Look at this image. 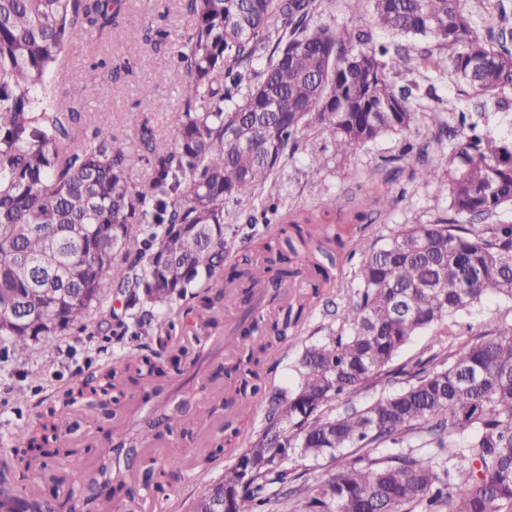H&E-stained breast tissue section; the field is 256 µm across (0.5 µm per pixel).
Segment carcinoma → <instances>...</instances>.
Masks as SVG:
<instances>
[{
  "instance_id": "obj_1",
  "label": "carcinoma",
  "mask_w": 512,
  "mask_h": 512,
  "mask_svg": "<svg viewBox=\"0 0 512 512\" xmlns=\"http://www.w3.org/2000/svg\"><path fill=\"white\" fill-rule=\"evenodd\" d=\"M375 23L397 33L429 36L448 48L446 64L474 92L472 109L449 115L447 132L460 138L444 172L418 154L412 176L426 184L443 177L450 206L480 220L471 228L410 224L378 247L361 234L364 210L343 224L336 197L318 212H293L263 244L269 281L296 274L290 253L319 276L313 296L335 286L337 272L362 257L360 289L339 331L305 348L294 387L268 402L265 426L224 471L212 492L224 512H265L269 489L289 487V512H512V336L474 337L441 356L391 365L427 329L451 328L456 315L485 299L512 302V224L490 219L512 204V137L479 129L489 103L512 107L509 16L498 15L496 43L480 37L462 0H372ZM315 0H187L192 34L179 50L189 81L176 141L151 154L141 186L131 183L128 144L103 120L88 130L82 113L50 108L48 77L63 65L69 39L117 25L121 0H0V342L22 356L30 341L59 336L82 323L116 285L131 289L137 309L133 335L158 350L132 348L106 369L91 391L125 394L161 372L158 360L187 354L176 325L224 298V283L252 296L256 277L235 239L224 235V203L264 188L284 158L307 145L311 131L329 135L347 155L418 123L413 88L397 87L388 67L405 63L408 49H358L370 35L357 24L338 31L313 25ZM263 80L237 99L259 56ZM148 268L135 273L142 260ZM231 273L224 276V262ZM191 288L197 307H173ZM29 301L35 314L15 323L13 304ZM311 307L288 304L260 327V343L228 368L237 394L261 389V366L278 344L303 332ZM393 375L405 386L362 408L332 404ZM84 395L69 389L62 403L20 432L14 449L21 477L32 474L26 455L57 438L68 407ZM143 440V421L128 420L100 452L101 474L124 488L120 454ZM405 450L383 457L376 449ZM431 448L422 454L418 448ZM327 458L334 472L312 483L288 471L292 458ZM0 473V512H48L38 498H22Z\"/></svg>"
}]
</instances>
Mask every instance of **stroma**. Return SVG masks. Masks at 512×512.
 <instances>
[{"label": "stroma", "mask_w": 512, "mask_h": 512, "mask_svg": "<svg viewBox=\"0 0 512 512\" xmlns=\"http://www.w3.org/2000/svg\"><path fill=\"white\" fill-rule=\"evenodd\" d=\"M314 20L338 28L358 20L376 42L408 47L407 64L391 71L390 79L399 85L413 82L419 86L418 101L423 110L411 139L426 146L430 163L447 164L453 146L445 130L448 114L470 105L473 95L467 85L437 68V60L447 57V49L429 37L398 35L376 26L368 0H320ZM191 31L192 19L181 0H123L119 26L106 40L82 36L66 47L62 69L66 83L83 88L76 106L88 124L108 119L113 134L127 141L128 173L133 184L145 180L149 164L140 144V131L129 126L125 116L138 113L140 121L153 130L158 145L173 141L184 112L188 84L178 50ZM66 83L56 86L55 102L63 107L71 104ZM148 85L154 89L150 99L142 94ZM316 139L321 147L318 155L296 150L263 191L253 198L225 204L224 233L236 239L243 255L260 252V240L266 234L263 211L273 203L283 215L291 210L306 213L316 209L325 196L339 197L346 208L352 209L370 195H388L391 206L372 214L365 230L366 236L380 245L405 224H468V217L451 208L446 192L413 178L416 161L402 156L401 136H385L346 156L336 154L327 134H317ZM360 264V259H353L339 272L331 293L332 308L316 303L306 330L280 344L275 358L263 367L265 384L255 398L232 399L234 381L225 373L227 367L242 359L243 347L249 346L254 336L245 323L237 324L234 336H225L222 324L226 316L216 312L218 327L195 333L183 330L190 357L182 362L180 371L171 370L130 385L126 397L117 404L100 394L77 401L64 420L72 446L47 459L53 480L34 488L22 482L19 490L29 497L53 501L56 512H68V499L87 497L93 500L90 512H186L235 459L223 447L225 423H237L248 436L261 432L271 391L292 386V367L304 347L339 329L341 322L336 313L355 300ZM132 320L125 295L116 288L99 309L91 311L86 326H75L55 337L52 350H44L37 340L31 342L24 356L0 358V465L13 460V435L32 425L44 407L136 345L135 337L114 333L118 322ZM458 321L451 338L455 344L480 333L512 335V303L489 300L459 315ZM20 389L26 391V401L17 400L15 393ZM132 405L142 408L152 426L146 433L147 444L138 449L137 460L123 469L124 489L94 496L87 486L70 487L67 467L83 466L90 474H97L100 448L109 443L123 408ZM208 408L214 411V426L203 447L195 416ZM174 454L181 455L184 463L181 476L160 486L146 479L147 467L161 466Z\"/></svg>", "instance_id": "35a3bbf8"}]
</instances>
